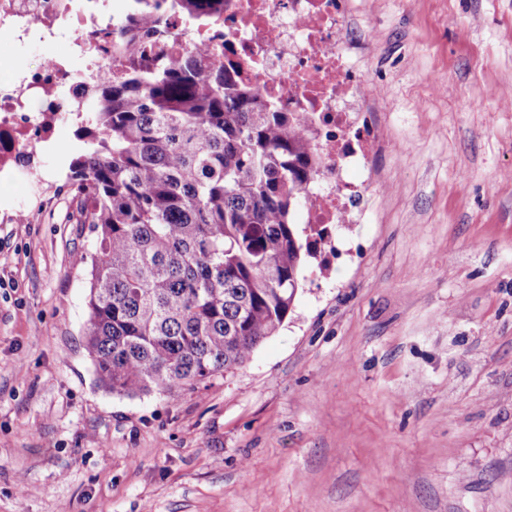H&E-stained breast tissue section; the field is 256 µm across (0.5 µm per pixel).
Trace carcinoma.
<instances>
[{"label":"carcinoma","instance_id":"cac0c4a2","mask_svg":"<svg viewBox=\"0 0 512 512\" xmlns=\"http://www.w3.org/2000/svg\"><path fill=\"white\" fill-rule=\"evenodd\" d=\"M91 39L141 55L87 90L66 166L96 233L86 349L116 395L193 387L244 365L292 311L327 236L296 224L316 164L288 120L220 63L140 54L133 28L216 23L221 0H124Z\"/></svg>","mask_w":512,"mask_h":512}]
</instances>
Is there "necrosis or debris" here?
<instances>
[{
    "label": "necrosis or debris",
    "mask_w": 512,
    "mask_h": 512,
    "mask_svg": "<svg viewBox=\"0 0 512 512\" xmlns=\"http://www.w3.org/2000/svg\"><path fill=\"white\" fill-rule=\"evenodd\" d=\"M58 2L0 0V36L55 52L39 66L0 80V184L25 177L38 187L56 155V132L84 96L87 79L124 66L84 42L99 15L79 8L64 15ZM344 21L345 0H224L221 23L199 26L173 13L168 39L158 40L149 25L136 36L145 51L159 46L177 57L196 47L217 62L242 61L240 79L290 112L317 159V174L303 190L304 222L342 237L365 220L376 151L365 109L375 89L345 39ZM70 54L78 55L84 80L67 70Z\"/></svg>",
    "instance_id": "necrosis-or-debris-1"
}]
</instances>
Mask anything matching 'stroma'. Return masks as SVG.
I'll list each match as a JSON object with an SVG mask.
<instances>
[{
	"label": "stroma",
	"mask_w": 512,
	"mask_h": 512,
	"mask_svg": "<svg viewBox=\"0 0 512 512\" xmlns=\"http://www.w3.org/2000/svg\"><path fill=\"white\" fill-rule=\"evenodd\" d=\"M346 36L370 220L245 365L99 388L64 173L0 223V512H512V0H347Z\"/></svg>",
	"instance_id": "1"
}]
</instances>
